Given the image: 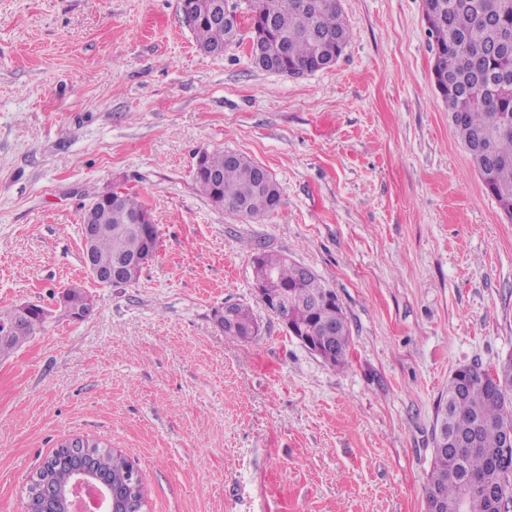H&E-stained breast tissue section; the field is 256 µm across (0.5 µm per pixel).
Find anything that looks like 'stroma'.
<instances>
[{"label": "stroma", "instance_id": "obj_1", "mask_svg": "<svg viewBox=\"0 0 512 512\" xmlns=\"http://www.w3.org/2000/svg\"><path fill=\"white\" fill-rule=\"evenodd\" d=\"M336 64L258 69L248 39L199 52L177 0H0V309L94 299L0 360V512L63 440L139 468L148 512H425L451 374L512 357V218L432 78L422 0H341ZM264 166L282 197L248 221L194 185L201 152ZM118 189L159 248L123 288L82 264L84 204ZM332 289L348 363H322L258 299L251 255ZM260 331L224 335L217 309ZM77 289H80L79 287L77 286H71L67 289H65L61 295L59 296V300H58V303H57V309H60V312L66 314L67 316L71 317V319L73 320H77V321H80V320H83L85 319L91 312H92V309H93V306H94V302L91 298H89V302H88V306L87 308L83 309L85 307V304H86V297L83 293L81 292H72L70 293L71 291L73 290H77ZM82 290V289H80ZM70 293L69 297H68V300H67V295ZM68 301H69V304L72 308L74 309H82V310H73L71 308H69L68 306ZM253 326H257V324L250 309L243 305L234 304L231 324L228 326V328L222 326L221 329L224 331L225 336H229L228 330L234 327L237 331V334L230 335V337L247 340L252 337L249 335V333L252 332Z\"/></svg>", "mask_w": 512, "mask_h": 512}]
</instances>
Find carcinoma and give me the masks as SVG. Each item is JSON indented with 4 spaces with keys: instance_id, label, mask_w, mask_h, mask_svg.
Listing matches in <instances>:
<instances>
[{
    "instance_id": "1",
    "label": "carcinoma",
    "mask_w": 512,
    "mask_h": 512,
    "mask_svg": "<svg viewBox=\"0 0 512 512\" xmlns=\"http://www.w3.org/2000/svg\"><path fill=\"white\" fill-rule=\"evenodd\" d=\"M298 0H224V9L212 10L218 0H194L197 18L190 28L199 50L223 49L239 40L242 12L248 13L251 29L259 30L260 49L269 57H278L282 38H288V56L278 61L282 69H305L322 57L332 55L327 37H340L347 46L351 31L337 0H310L303 12ZM428 33L434 46L446 56V79L440 95L448 109L454 131L478 171L484 189L501 210L512 218V0H423ZM205 169L193 173L195 185L209 201L227 207L245 217L262 219L278 210L281 193L267 191L273 180L270 172H261L257 164L234 151L204 152ZM97 200L98 223L112 225V234L97 240V262L108 267L120 256L131 255L140 246L134 230L140 214L147 208L137 198L123 193L113 201L105 194ZM253 258L271 270L281 287L288 291V306L274 309L284 323L308 330L316 340L320 323L329 321L335 335L329 346L334 352L331 367L346 362L350 328L342 305L323 314L316 313L309 301L322 296L328 288L313 274L297 278L293 262L281 252L262 250ZM255 319L246 306L233 308L231 326L234 338H250ZM505 361L490 372L478 364L457 368L448 380L446 398L440 408L448 412V429L471 435L470 447L463 450H434L427 479L426 512H512V498L491 499L480 489L482 484L502 480L500 469L492 461L504 444L505 432L512 430V380L500 386L491 374L506 371ZM70 449L59 445L36 472L27 489V512H43L38 489L46 484L62 494L56 512H66L63 494L71 479ZM97 471L103 475L116 498H133L131 512L145 503L143 482L130 488L128 477L136 469L125 454L111 448H93Z\"/></svg>"
}]
</instances>
